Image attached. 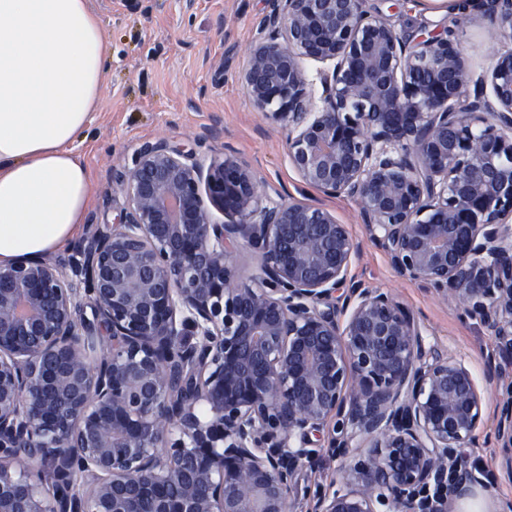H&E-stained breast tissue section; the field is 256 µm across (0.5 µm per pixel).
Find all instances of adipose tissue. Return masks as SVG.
I'll use <instances>...</instances> for the list:
<instances>
[{
  "instance_id": "1",
  "label": "adipose tissue",
  "mask_w": 512,
  "mask_h": 512,
  "mask_svg": "<svg viewBox=\"0 0 512 512\" xmlns=\"http://www.w3.org/2000/svg\"><path fill=\"white\" fill-rule=\"evenodd\" d=\"M109 56L90 0H0V265L57 252L85 222L94 177L71 145Z\"/></svg>"
}]
</instances>
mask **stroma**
<instances>
[{"instance_id":"35a3bbf8","label":"stroma","mask_w":512,"mask_h":512,"mask_svg":"<svg viewBox=\"0 0 512 512\" xmlns=\"http://www.w3.org/2000/svg\"><path fill=\"white\" fill-rule=\"evenodd\" d=\"M111 53L95 121L73 145L92 169L95 191L86 221L77 232L86 237L95 225L111 223L125 202L112 183V171L130 161L147 140L196 141L202 163L235 151L269 186L294 200L320 204L347 224L359 245L350 275L362 287L391 292L418 320L425 341L462 359L476 381L498 359L492 331L439 299L426 286L401 276L386 252L374 243L358 205L328 197L305 185L288 158L286 131L266 119L250 102L239 80L248 60L257 24L270 0H92ZM397 29H443L454 38L474 76L486 75L497 51L512 48L499 24L482 10L455 17L429 0H368ZM507 383L485 386L484 424L468 448L471 459L495 465L496 481L482 502L485 512H512V474L499 468L500 450L492 442ZM341 464L324 454L315 469L298 476L300 496L293 512H304V491L332 487Z\"/></svg>"}]
</instances>
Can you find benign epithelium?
Returning a JSON list of instances; mask_svg holds the SVG:
<instances>
[{
    "label": "benign epithelium",
    "instance_id": "benign-epithelium-1",
    "mask_svg": "<svg viewBox=\"0 0 512 512\" xmlns=\"http://www.w3.org/2000/svg\"><path fill=\"white\" fill-rule=\"evenodd\" d=\"M240 81L302 180L360 208L404 277L489 327L512 374V50L473 81L450 35L367 0H270ZM486 7L512 38V0ZM318 72L320 105L302 67ZM127 204L56 257L0 265V512H452L485 401L390 292L348 277L325 207L269 200L232 153L159 137L112 171ZM224 215V221L214 213ZM261 260L250 281L233 255ZM512 474V391L494 433ZM341 477V464L335 456L324 453L319 465L313 470H303L298 475V496L296 500L292 496V512H306L303 491L312 492L332 487Z\"/></svg>",
    "mask_w": 512,
    "mask_h": 512
}]
</instances>
